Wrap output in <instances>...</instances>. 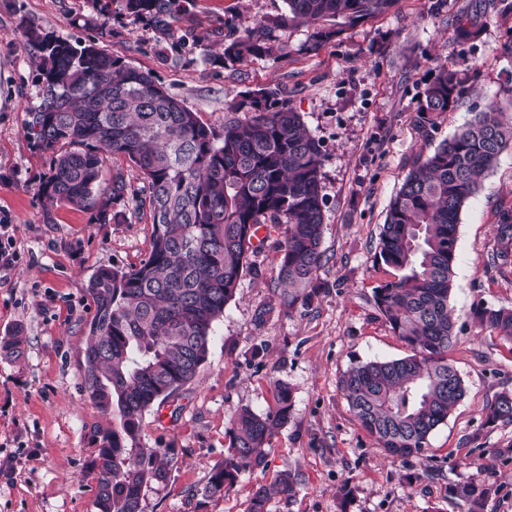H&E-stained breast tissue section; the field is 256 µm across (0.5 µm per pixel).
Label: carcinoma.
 Wrapping results in <instances>:
<instances>
[{
    "mask_svg": "<svg viewBox=\"0 0 512 512\" xmlns=\"http://www.w3.org/2000/svg\"><path fill=\"white\" fill-rule=\"evenodd\" d=\"M288 11L260 20L224 43V60L245 62L283 54L279 32L305 25L302 50L318 51L336 31L386 13L398 0H286ZM179 0H124L127 14L163 27ZM25 46L37 68L40 104L26 112L33 146L49 155L38 195L112 221V203L128 194L117 174L101 186L102 153L125 158L142 180L152 233L148 252L128 270L101 268L88 292L95 306L81 367L83 388L98 411L118 426L96 431L97 451L87 472L96 483L97 512H135L143 490L167 480L174 449L141 444L143 417L196 376L214 325L233 298L261 224L284 225L278 280L288 305L308 302L324 260L321 143L300 113L277 94L245 91L227 106L221 132L202 123L152 76L95 43L69 40L25 26ZM466 74L442 63L433 69L418 108L421 124L460 102ZM512 145V124L492 101L450 140L419 159L392 199L380 232L377 260L393 278L374 289V303L410 348L399 358L347 368L338 387L363 429L394 460L419 456L429 437L466 395L448 359L456 328L449 308L460 214L482 177ZM489 264L512 262V210L494 225ZM478 325L512 340V309L480 306ZM25 353L17 330L0 338V357ZM293 392L274 382L275 405L263 413L243 407L228 419L230 447L211 470L202 497L230 492L240 474L268 465L272 439L288 423ZM512 423V392L486 407V423ZM290 470L253 493L248 512H268L271 497L297 494ZM498 492L492 484L460 479L448 499L466 512H485Z\"/></svg>",
    "mask_w": 512,
    "mask_h": 512,
    "instance_id": "cac0c4a2",
    "label": "carcinoma"
}]
</instances>
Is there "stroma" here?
Instances as JSON below:
<instances>
[{
    "label": "stroma",
    "mask_w": 512,
    "mask_h": 512,
    "mask_svg": "<svg viewBox=\"0 0 512 512\" xmlns=\"http://www.w3.org/2000/svg\"><path fill=\"white\" fill-rule=\"evenodd\" d=\"M485 0H398L390 12L343 27L313 54L310 28L280 33L284 56L230 63L224 42L255 21L286 12L285 0H183L165 30L97 0H0V224L14 227L15 265L0 270V337L27 336L16 362L0 359V512H96L87 463L94 427L108 426L87 399L80 365L95 307L87 288L101 268H129L146 255L148 207L113 204L118 217L47 204L37 194L48 157L24 122L38 105L35 67L23 29L97 43L221 128L227 105L248 90L278 93L300 112L322 145L325 259L309 304L287 307L278 285L284 228L268 225L251 266L214 326L195 379L146 412L141 442L173 448L165 484L144 489L143 512H246L254 490L283 469L296 472L292 499L269 512H465L448 486L467 477L498 487L486 512H512V458L489 451L512 442V424L489 425L484 408L512 391V342L478 326L477 306L512 308V264L495 270L493 227L512 208V148H506L461 214L449 306L456 342L449 359L462 375L464 400L429 438L422 456L385 458L338 388L343 371L408 348L379 313L374 290L387 275L376 263L378 234L391 198L419 155L432 152L486 104L512 102V21L480 14ZM476 16V36L459 39L458 18ZM468 70L467 92L431 124L417 122L423 89L439 62ZM272 304L263 324L255 311ZM263 354H255V346ZM293 390L287 424L272 440L269 465L242 473L225 496L198 500L229 446V417L242 407L266 411L273 382Z\"/></svg>",
    "instance_id": "1"
}]
</instances>
